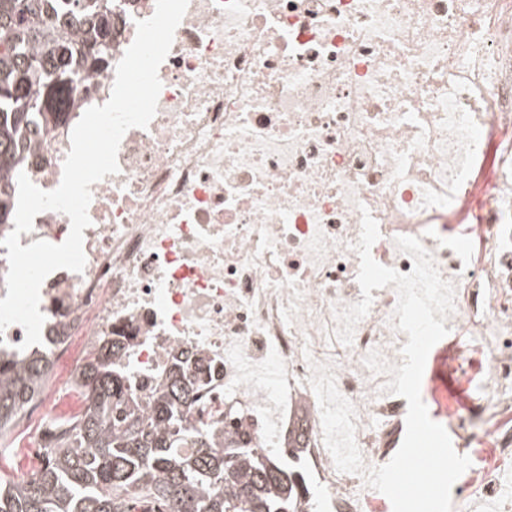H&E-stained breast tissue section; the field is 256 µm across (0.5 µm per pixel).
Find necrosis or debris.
I'll use <instances>...</instances> for the list:
<instances>
[{
    "mask_svg": "<svg viewBox=\"0 0 512 512\" xmlns=\"http://www.w3.org/2000/svg\"><path fill=\"white\" fill-rule=\"evenodd\" d=\"M155 7L114 0L111 60L29 157L38 188L60 184L74 126L109 100ZM158 76L148 128L125 133L118 173L90 187L83 271L40 288L57 392L123 339L141 404L181 363L201 377L190 422L260 448L306 428L325 512H372L358 475L334 465L308 382L312 363L331 364L365 464L395 448L403 402L364 364L374 349L402 362L394 287L374 290L351 346L333 335L337 310L362 299L366 209L373 259L410 273L395 239L419 238L455 285L449 322L489 337L479 444L512 456V0H188ZM57 392L26 413L25 478L49 430L78 416Z\"/></svg>",
    "mask_w": 512,
    "mask_h": 512,
    "instance_id": "necrosis-or-debris-1",
    "label": "necrosis or debris"
}]
</instances>
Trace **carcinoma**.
Masks as SVG:
<instances>
[{"label":"carcinoma","instance_id":"1","mask_svg":"<svg viewBox=\"0 0 512 512\" xmlns=\"http://www.w3.org/2000/svg\"><path fill=\"white\" fill-rule=\"evenodd\" d=\"M100 0H0V226L14 222L15 177L44 126L63 122L83 74L112 58V15ZM77 16L86 35L44 25V14ZM120 343L105 341L81 371L84 409L47 447L33 478L0 476V512H313L315 493L302 469V440L255 448L247 437L220 451L203 429L186 424L190 382L170 374L139 412L127 377L112 367ZM44 352L0 361V431L21 419L47 381ZM194 451L182 456V441Z\"/></svg>","mask_w":512,"mask_h":512}]
</instances>
